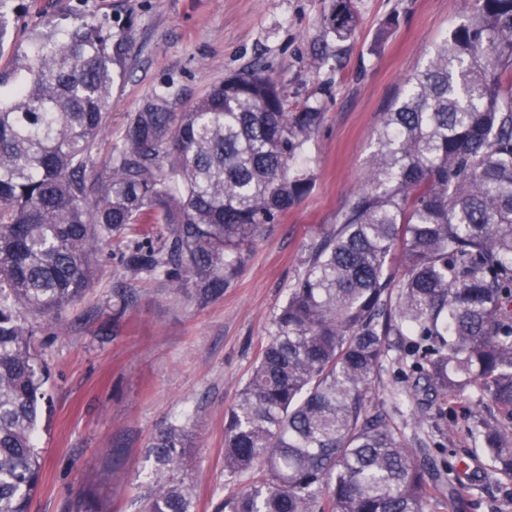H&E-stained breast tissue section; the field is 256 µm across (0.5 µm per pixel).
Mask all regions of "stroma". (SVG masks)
<instances>
[{"label":"stroma","mask_w":512,"mask_h":512,"mask_svg":"<svg viewBox=\"0 0 512 512\" xmlns=\"http://www.w3.org/2000/svg\"><path fill=\"white\" fill-rule=\"evenodd\" d=\"M352 5L358 25L341 40L321 26L327 0H0L11 18L0 70L12 68L36 32L83 18L128 35L126 74L112 90L99 161H107L130 113L160 88L173 86L180 108L258 62L289 105L324 114L307 154L311 190L266 225L222 296L201 304L162 275L130 270L126 256L139 240L133 229L104 245L80 299L40 319L35 342L49 376L32 512H74L83 492L109 512H144L158 477L148 446L170 424L193 437L176 471L191 492L192 512H219L225 495L252 483L251 475L224 468L225 416L274 330L308 243L335 224L358 187L383 113L414 68L474 10V0ZM403 372L397 354L388 353L372 383L373 407L418 457L439 464L467 458L473 442L464 404L449 402L442 427L429 414L412 421L416 401L401 390ZM428 512H512V491L492 486L474 500L452 502L440 483Z\"/></svg>","instance_id":"obj_1"}]
</instances>
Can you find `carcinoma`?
<instances>
[{
	"label": "carcinoma",
	"instance_id": "1",
	"mask_svg": "<svg viewBox=\"0 0 512 512\" xmlns=\"http://www.w3.org/2000/svg\"><path fill=\"white\" fill-rule=\"evenodd\" d=\"M322 27L351 37V0ZM128 37L103 20L35 34L0 72V512H31L41 484L35 434L45 384L36 327L93 279L100 247L141 224L127 266L224 293L265 225L312 187L308 145L324 113L290 108L263 65L224 78L180 112L168 85L130 114L107 162L95 157ZM512 0H476L417 67L376 130L359 188L314 238L274 317L275 331L230 409L224 469L258 475L222 512H426L430 479L448 495L512 483ZM409 360L424 409L475 401L467 430L485 464L421 461L369 410L387 353ZM192 447L178 425L149 452L173 468ZM182 482L148 512H190Z\"/></svg>",
	"mask_w": 512,
	"mask_h": 512
}]
</instances>
